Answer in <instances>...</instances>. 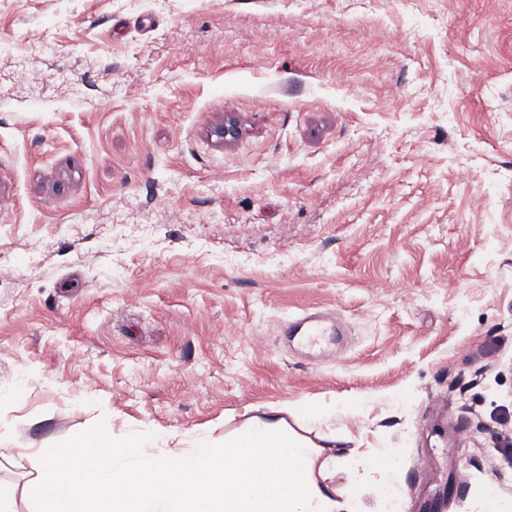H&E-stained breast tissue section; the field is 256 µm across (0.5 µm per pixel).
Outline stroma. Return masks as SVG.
Returning a JSON list of instances; mask_svg holds the SVG:
<instances>
[{
	"instance_id": "35a3bbf8",
	"label": "stroma",
	"mask_w": 512,
	"mask_h": 512,
	"mask_svg": "<svg viewBox=\"0 0 512 512\" xmlns=\"http://www.w3.org/2000/svg\"><path fill=\"white\" fill-rule=\"evenodd\" d=\"M0 255L15 512L274 409L364 512H512V0H0ZM322 316L318 313L305 314L285 322V334L296 336L306 344H316L325 335Z\"/></svg>"
}]
</instances>
